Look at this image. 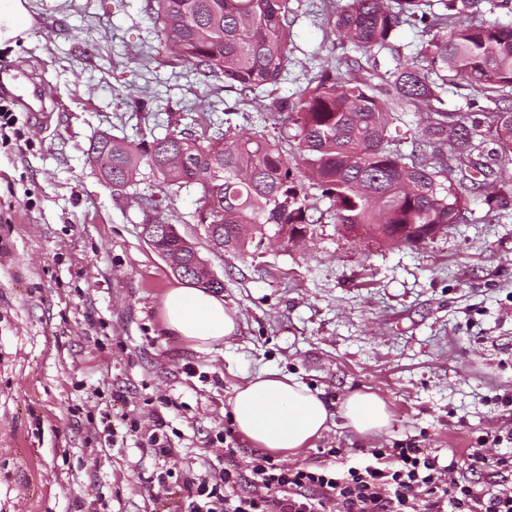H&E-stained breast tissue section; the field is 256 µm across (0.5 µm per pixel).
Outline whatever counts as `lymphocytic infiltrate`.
<instances>
[{
    "label": "lymphocytic infiltrate",
    "mask_w": 512,
    "mask_h": 512,
    "mask_svg": "<svg viewBox=\"0 0 512 512\" xmlns=\"http://www.w3.org/2000/svg\"><path fill=\"white\" fill-rule=\"evenodd\" d=\"M508 449L488 458L479 448L468 468L489 472L477 484L458 474L457 460L443 461L414 443L374 448L367 460L337 466L341 449H327L328 463L285 469L256 454L241 472L228 449L221 466L183 479V512H512V433Z\"/></svg>",
    "instance_id": "obj_1"
}]
</instances>
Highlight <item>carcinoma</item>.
Returning a JSON list of instances; mask_svg holds the SVG:
<instances>
[{
  "label": "carcinoma",
  "instance_id": "obj_1",
  "mask_svg": "<svg viewBox=\"0 0 512 512\" xmlns=\"http://www.w3.org/2000/svg\"><path fill=\"white\" fill-rule=\"evenodd\" d=\"M162 23L173 60L218 81L251 104L280 116L293 131L298 155L263 135L232 134L213 124L212 135L198 133L192 120L150 142L112 139L103 154L100 138L87 157L112 171V189L135 183L145 164L173 194L198 193L196 223L214 224L212 242L224 251L261 245L269 232L293 240L297 231L322 223L324 214L310 201L307 185L330 201L335 223L356 236L379 243L408 245L430 224H454L474 194L489 185L492 167L473 160L483 153L474 129L485 127L496 154L512 158V108L483 113L472 126L434 106L442 85L464 80L486 96L512 91V26L497 22L458 23L459 0H441L444 12L426 9L427 0H347L328 20L331 34L364 54L387 49L404 24H423L428 39L421 62L401 64L383 89L361 77L364 65L351 59L350 72L321 68L294 96H274L288 73L294 9L291 0H148ZM413 106L428 113L422 137L441 162L423 157L422 140L393 127L394 112ZM411 135L412 150L396 141ZM450 154L456 166L444 161ZM220 165V179L212 166Z\"/></svg>",
  "mask_w": 512,
  "mask_h": 512
}]
</instances>
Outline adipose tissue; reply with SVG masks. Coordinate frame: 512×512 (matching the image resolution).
I'll return each instance as SVG.
<instances>
[{"label":"adipose tissue","instance_id":"adipose-tissue-1","mask_svg":"<svg viewBox=\"0 0 512 512\" xmlns=\"http://www.w3.org/2000/svg\"><path fill=\"white\" fill-rule=\"evenodd\" d=\"M163 327L168 334L199 348L232 336L236 316L223 298L197 288L177 287L162 301ZM237 430L255 447L294 451L321 436L333 415L359 434L378 436L388 427L392 413L376 395L349 394L338 412L293 378L275 371L258 374L236 388L230 401Z\"/></svg>","mask_w":512,"mask_h":512}]
</instances>
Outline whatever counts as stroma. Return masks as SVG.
Returning a JSON list of instances; mask_svg holds the SVG:
<instances>
[{"instance_id": "stroma-1", "label": "stroma", "mask_w": 512, "mask_h": 512, "mask_svg": "<svg viewBox=\"0 0 512 512\" xmlns=\"http://www.w3.org/2000/svg\"><path fill=\"white\" fill-rule=\"evenodd\" d=\"M24 5L31 26L0 49V68L35 81L44 106L30 112L0 94L12 113L0 127V512H177L183 477L226 449L250 469L255 448L226 434L225 416L234 388L266 371L333 408L358 391L392 412L377 437L334 419L308 447L273 452L286 468L402 440L463 463L478 436L512 430V405L500 402L512 397V160L493 163L508 193L497 207L472 197L463 220L411 245L359 240L328 219L304 245L268 240L219 256L194 219L196 192L161 196L160 215L211 262L237 316L233 336L198 350L162 324L179 281L144 240L139 204L158 194L157 178L144 166L136 185L112 190L87 150L104 132L161 136L204 101L237 107V94L171 62L145 0ZM328 7L296 6L275 95L355 57L330 39ZM425 39L399 28L375 54L374 83L419 60ZM441 98L471 120L512 105L462 80ZM160 415L170 457L144 446ZM109 424L121 442L105 443Z\"/></svg>"}]
</instances>
